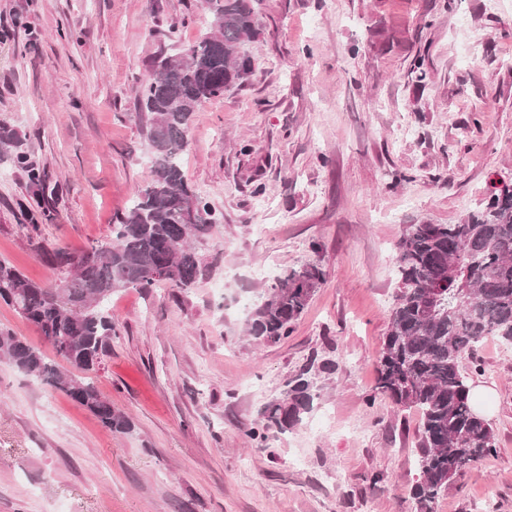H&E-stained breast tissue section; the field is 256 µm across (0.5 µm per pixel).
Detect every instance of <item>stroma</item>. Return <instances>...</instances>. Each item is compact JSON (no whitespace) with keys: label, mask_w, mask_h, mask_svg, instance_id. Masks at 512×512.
<instances>
[{"label":"stroma","mask_w":512,"mask_h":512,"mask_svg":"<svg viewBox=\"0 0 512 512\" xmlns=\"http://www.w3.org/2000/svg\"><path fill=\"white\" fill-rule=\"evenodd\" d=\"M259 19L254 74L189 132L185 177L219 215L202 275L112 296L119 335L92 379L133 431L0 361V512H417L420 415L376 388L396 248L512 183V0H262ZM207 27L196 0H0V126L51 212L28 238L27 168L1 160L0 260L52 283L44 251L111 239L149 172L140 85ZM306 263L325 271L308 308L256 342L237 300ZM313 358L336 370L311 410L252 447L258 409ZM462 366L497 451L433 512H512V344ZM17 141L14 138L13 134L6 129L0 128V160L10 159L13 163L17 164L19 167L27 168V174L29 182L32 186L40 187L42 184V176L39 170L28 167L26 156L23 153L18 151Z\"/></svg>","instance_id":"obj_1"}]
</instances>
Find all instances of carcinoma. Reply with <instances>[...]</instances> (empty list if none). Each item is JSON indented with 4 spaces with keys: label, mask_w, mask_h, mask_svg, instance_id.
<instances>
[{
    "label": "carcinoma",
    "mask_w": 512,
    "mask_h": 512,
    "mask_svg": "<svg viewBox=\"0 0 512 512\" xmlns=\"http://www.w3.org/2000/svg\"><path fill=\"white\" fill-rule=\"evenodd\" d=\"M259 2L200 0L208 32L154 62V74L138 94L150 172L112 225V240L80 254H49L53 267H68L53 284L35 282L0 261V301L34 325L55 353L51 359L0 329V361L64 393L112 432L129 433L133 422L89 377L117 335L112 294L123 288L179 292L196 283L201 262L191 241L209 236L217 218L186 182L181 155L197 108L253 73ZM2 157L26 169L31 185L41 186L39 170L27 165L13 134L0 128ZM396 264L399 285L378 357L377 389L421 413L414 498L420 512H432L464 470L496 452L493 427L476 409L460 362L489 336L512 341V186L490 191L484 206L458 224L407 225ZM324 277L313 263L277 277L248 320L249 335L266 343L287 337ZM315 397L308 368L284 397L261 408L246 436L261 447L270 434L288 433Z\"/></svg>",
    "instance_id": "1"
}]
</instances>
